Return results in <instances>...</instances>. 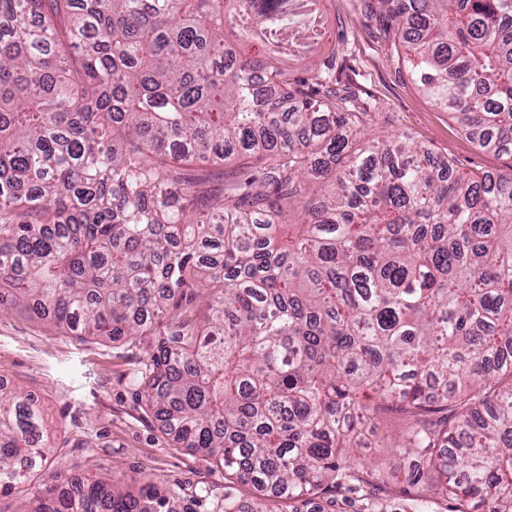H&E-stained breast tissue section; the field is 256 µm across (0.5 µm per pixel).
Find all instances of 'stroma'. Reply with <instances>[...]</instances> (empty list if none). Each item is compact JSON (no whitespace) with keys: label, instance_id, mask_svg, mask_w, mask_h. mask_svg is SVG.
Here are the masks:
<instances>
[{"label":"stroma","instance_id":"1","mask_svg":"<svg viewBox=\"0 0 512 512\" xmlns=\"http://www.w3.org/2000/svg\"><path fill=\"white\" fill-rule=\"evenodd\" d=\"M376 9L375 0H319L326 34L291 60L294 75L309 78L335 60L339 78L355 77L377 102L368 116L371 133L411 135L466 175L512 170V155L479 147L419 90L400 42L380 25ZM147 351L142 338L81 340L24 312L0 314V383L34 397L51 431L52 450L33 489L82 476L119 480L134 492L146 483L162 491L177 487V512H220L228 495L254 500L250 485L178 447L162 429L136 380ZM399 427L387 412L366 421L367 463L393 459L390 444Z\"/></svg>","mask_w":512,"mask_h":512}]
</instances>
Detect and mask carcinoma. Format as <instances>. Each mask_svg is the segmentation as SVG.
I'll return each instance as SVG.
<instances>
[{"label":"carcinoma","instance_id":"carcinoma-1","mask_svg":"<svg viewBox=\"0 0 512 512\" xmlns=\"http://www.w3.org/2000/svg\"><path fill=\"white\" fill-rule=\"evenodd\" d=\"M317 2L0 0V312L153 337L139 375L165 432L266 505L374 486L370 390L405 415L415 512H512V172L466 178L407 134L367 136L334 63L294 77ZM378 5L421 91L512 153V0ZM230 157L209 201L179 176ZM48 454L37 400L0 384V496ZM174 495L84 478L21 512H174Z\"/></svg>","mask_w":512,"mask_h":512}]
</instances>
